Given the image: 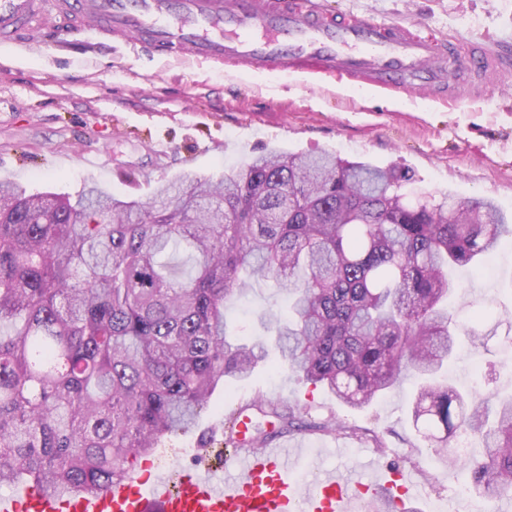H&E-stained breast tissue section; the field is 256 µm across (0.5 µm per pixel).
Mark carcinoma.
Returning a JSON list of instances; mask_svg holds the SVG:
<instances>
[{"instance_id": "1", "label": "carcinoma", "mask_w": 512, "mask_h": 512, "mask_svg": "<svg viewBox=\"0 0 512 512\" xmlns=\"http://www.w3.org/2000/svg\"><path fill=\"white\" fill-rule=\"evenodd\" d=\"M407 173L323 152L264 151L212 180L186 173L144 206L91 186L76 197L0 182V487L98 494L216 390L274 349L306 384L350 408L411 373L413 424L474 492L512 496V400L435 376L452 356L448 269L512 243L489 199L410 201ZM274 282L288 313L270 343L224 331V304ZM483 309L467 331L489 350ZM295 427V409L260 401ZM458 433L475 448L448 445Z\"/></svg>"}]
</instances>
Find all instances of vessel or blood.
<instances>
[{"instance_id": "vessel-or-blood-1", "label": "vessel or blood", "mask_w": 512, "mask_h": 512, "mask_svg": "<svg viewBox=\"0 0 512 512\" xmlns=\"http://www.w3.org/2000/svg\"><path fill=\"white\" fill-rule=\"evenodd\" d=\"M132 43L147 53L247 69L268 75L329 76L351 87L411 96L445 94L446 82L471 74L476 89L512 86V58L486 44L465 54L437 45L417 28L320 0H0V44L63 42L88 30ZM296 449L270 442L233 460L236 477L219 483L209 471L181 473L176 484L157 479L146 488L134 478L98 496L61 497L26 488L23 504L0 499V512H350L360 496L394 512L386 474L363 483L333 472L308 489L291 476Z\"/></svg>"}]
</instances>
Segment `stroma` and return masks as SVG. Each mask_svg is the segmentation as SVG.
Masks as SVG:
<instances>
[{
	"instance_id": "35a3bbf8",
	"label": "stroma",
	"mask_w": 512,
	"mask_h": 512,
	"mask_svg": "<svg viewBox=\"0 0 512 512\" xmlns=\"http://www.w3.org/2000/svg\"><path fill=\"white\" fill-rule=\"evenodd\" d=\"M421 27L439 41L494 39L512 28V0H323ZM461 99L382 98L320 78L265 76L186 56L169 59L130 51L95 31L81 42L0 46V182L31 193L77 195L90 183L120 198L151 204L159 189L192 171L220 177L261 150L330 151L349 161L409 171L411 189L458 199L488 198L512 214V98L462 87ZM448 308L467 324L479 307L512 318V247L488 269L454 272ZM285 306L272 283L228 303L227 332L253 340L262 318ZM448 379L476 395L512 394V342L497 337L491 352L476 351L467 332ZM295 407L302 428L292 435L308 450L299 479L319 469L360 475V466L409 472V495L423 512H496V502L457 497L467 472L440 464L415 431L411 384L379 402L352 409L322 387L287 370L234 379L217 389L213 408L188 433L163 439L158 472L194 467L201 439L222 441L224 419L257 398ZM345 430L324 434L307 422L327 418Z\"/></svg>"
}]
</instances>
